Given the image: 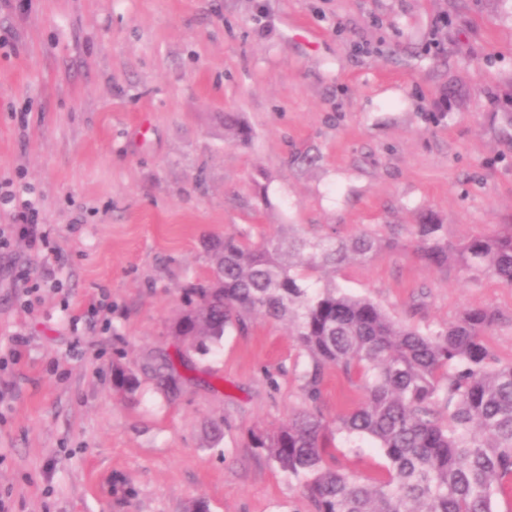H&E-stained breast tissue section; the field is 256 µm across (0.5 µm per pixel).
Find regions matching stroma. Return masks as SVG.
<instances>
[{"label": "stroma", "mask_w": 512, "mask_h": 512, "mask_svg": "<svg viewBox=\"0 0 512 512\" xmlns=\"http://www.w3.org/2000/svg\"><path fill=\"white\" fill-rule=\"evenodd\" d=\"M234 113L241 143L224 125ZM0 499L9 512H314L248 447L314 404L308 353L254 314L176 396L143 380L208 241L376 234L326 278L421 330L487 308L512 361V285L414 250L429 210L461 243L512 224V0H0ZM325 372L327 420L362 400ZM224 425L213 437L211 423ZM337 470L388 461L336 439Z\"/></svg>", "instance_id": "obj_1"}]
</instances>
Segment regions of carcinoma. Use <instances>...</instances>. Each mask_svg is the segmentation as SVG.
I'll return each mask as SVG.
<instances>
[{
	"label": "carcinoma",
	"mask_w": 512,
	"mask_h": 512,
	"mask_svg": "<svg viewBox=\"0 0 512 512\" xmlns=\"http://www.w3.org/2000/svg\"><path fill=\"white\" fill-rule=\"evenodd\" d=\"M413 237L431 265L452 261L468 274L512 284L511 224L453 243L430 216L415 225ZM380 248L368 232L345 240L293 233L259 244L215 238L211 274L190 284L193 300L173 334L206 355L226 333L245 331L249 315L263 313L292 324L308 352L302 390L310 402L320 398L326 368L360 376L364 398L353 411L329 422L305 410L248 440L302 483L315 512H497V497L512 483V363L499 362L485 342L496 314L469 309L424 333L331 283L313 286L314 275ZM148 370L169 393L178 391L181 376L168 354L156 355ZM113 384L132 395L139 379L117 365ZM332 424L380 449L387 477L367 484L337 471L328 452Z\"/></svg>",
	"instance_id": "carcinoma-1"
}]
</instances>
